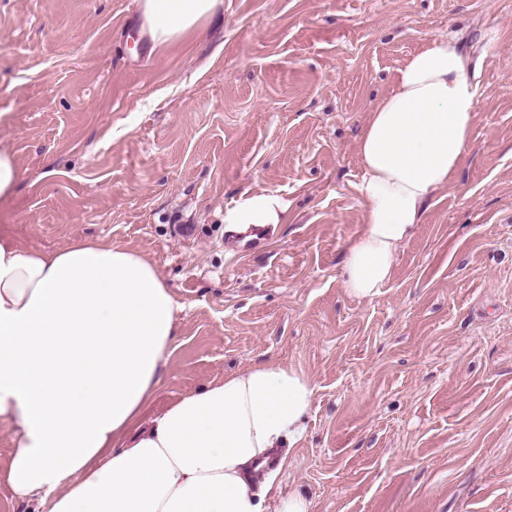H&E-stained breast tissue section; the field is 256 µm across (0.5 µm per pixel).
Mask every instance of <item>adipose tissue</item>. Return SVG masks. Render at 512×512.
I'll list each match as a JSON object with an SVG mask.
<instances>
[{"mask_svg": "<svg viewBox=\"0 0 512 512\" xmlns=\"http://www.w3.org/2000/svg\"><path fill=\"white\" fill-rule=\"evenodd\" d=\"M222 0H140L155 46L202 29ZM478 82L451 38L427 41L370 115L356 191L361 235L343 283L371 299L400 243L445 189L471 144ZM256 195L224 221L276 224ZM178 305L140 252L93 240L45 253L0 229V421L12 426L6 480L43 512H266L269 457L294 445L315 401L300 369L263 363L225 376L152 417L176 341Z\"/></svg>", "mask_w": 512, "mask_h": 512, "instance_id": "1", "label": "adipose tissue"}]
</instances>
